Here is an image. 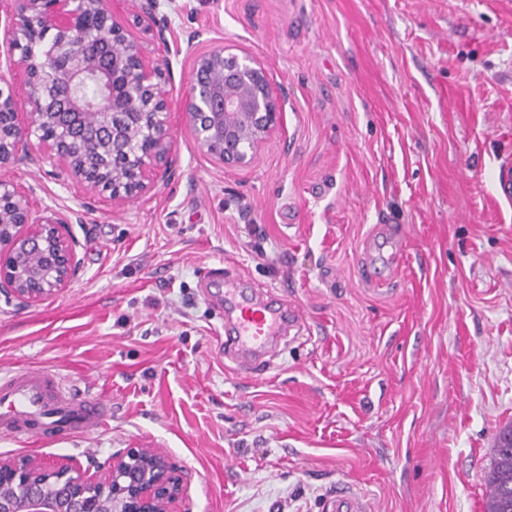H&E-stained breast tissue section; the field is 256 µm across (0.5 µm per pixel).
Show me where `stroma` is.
<instances>
[{"mask_svg": "<svg viewBox=\"0 0 512 512\" xmlns=\"http://www.w3.org/2000/svg\"><path fill=\"white\" fill-rule=\"evenodd\" d=\"M159 0L117 10L175 92L176 47L266 62L283 122L253 166L221 169L172 110L174 167L131 203L0 170L69 218L80 272L0 305V365L42 366L112 405L84 438L0 457L149 447L185 469L190 512H485L512 425V0ZM300 315L264 366L224 357L209 270ZM323 510L328 512H371L368 500L347 486H339L325 500Z\"/></svg>", "mask_w": 512, "mask_h": 512, "instance_id": "1", "label": "stroma"}]
</instances>
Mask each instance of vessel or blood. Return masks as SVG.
Segmentation results:
<instances>
[{"mask_svg":"<svg viewBox=\"0 0 512 512\" xmlns=\"http://www.w3.org/2000/svg\"><path fill=\"white\" fill-rule=\"evenodd\" d=\"M224 355L260 366L288 325V312L272 301L224 292ZM112 416L109 402L81 394L54 371L29 366L0 370V438L14 443L45 442L87 435ZM325 512H370L368 500L340 486L326 499Z\"/></svg>","mask_w":512,"mask_h":512,"instance_id":"b4317fda","label":"vessel or blood"}]
</instances>
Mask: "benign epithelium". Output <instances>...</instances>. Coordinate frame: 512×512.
I'll use <instances>...</instances> for the list:
<instances>
[{
	"mask_svg": "<svg viewBox=\"0 0 512 512\" xmlns=\"http://www.w3.org/2000/svg\"><path fill=\"white\" fill-rule=\"evenodd\" d=\"M11 38L0 69V169L48 160L59 174L128 203L165 181L172 167V87L129 39L106 0H10ZM68 47L29 50L39 35ZM179 110L197 151L222 168L252 166L280 127L285 99L273 96L268 65L220 45L190 41ZM31 121L18 120L19 95ZM53 209L34 212L19 188L0 180V301L26 307L78 274L77 240ZM0 512H189L184 470L151 448H121L103 461L0 457Z\"/></svg>",
	"mask_w": 512,
	"mask_h": 512,
	"instance_id": "1",
	"label": "benign epithelium"
}]
</instances>
